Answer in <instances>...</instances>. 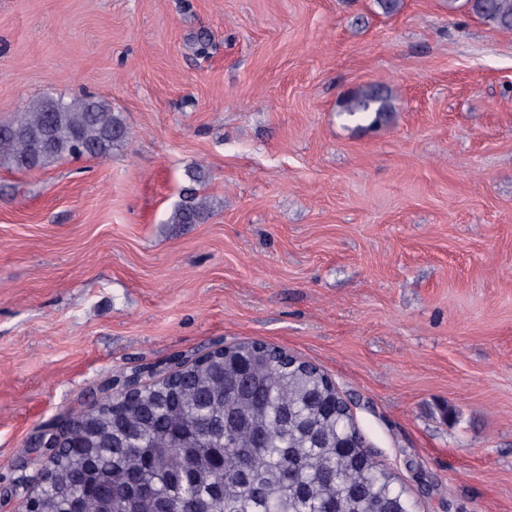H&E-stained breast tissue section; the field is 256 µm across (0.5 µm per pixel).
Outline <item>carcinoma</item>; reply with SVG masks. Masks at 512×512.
<instances>
[{
  "mask_svg": "<svg viewBox=\"0 0 512 512\" xmlns=\"http://www.w3.org/2000/svg\"><path fill=\"white\" fill-rule=\"evenodd\" d=\"M471 15L512 30V0H464ZM395 107L370 84L348 92L340 113L369 129ZM130 132L97 97L43 95L0 122V166L47 168L66 158H107ZM190 186L170 224H202L213 203ZM316 365L255 341L227 345L222 356L193 360L173 384L152 382L140 398L100 412L112 431L102 448H61L38 494L40 512H70L81 495L74 474L99 477L112 512H416L406 487L366 448L346 447L352 417Z\"/></svg>",
  "mask_w": 512,
  "mask_h": 512,
  "instance_id": "obj_1",
  "label": "carcinoma"
}]
</instances>
